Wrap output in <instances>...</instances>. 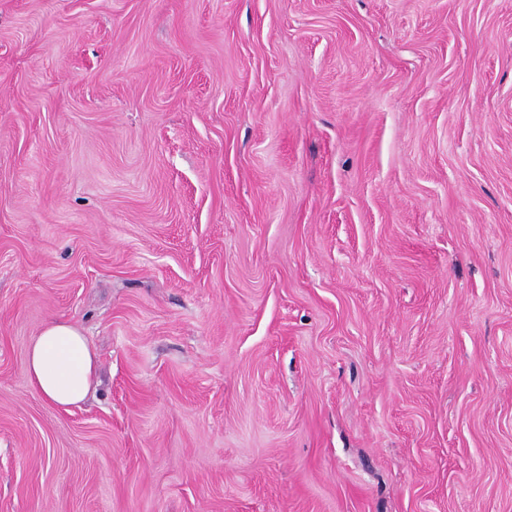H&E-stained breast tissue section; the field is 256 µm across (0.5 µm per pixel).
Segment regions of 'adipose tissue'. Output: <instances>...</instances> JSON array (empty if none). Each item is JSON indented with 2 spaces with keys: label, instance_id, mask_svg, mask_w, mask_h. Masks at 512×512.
I'll use <instances>...</instances> for the list:
<instances>
[{
  "label": "adipose tissue",
  "instance_id": "ef3b65f1",
  "mask_svg": "<svg viewBox=\"0 0 512 512\" xmlns=\"http://www.w3.org/2000/svg\"><path fill=\"white\" fill-rule=\"evenodd\" d=\"M96 354L80 328L65 322L42 327L29 346L25 373L45 399L59 407L82 402L96 382Z\"/></svg>",
  "mask_w": 512,
  "mask_h": 512
}]
</instances>
